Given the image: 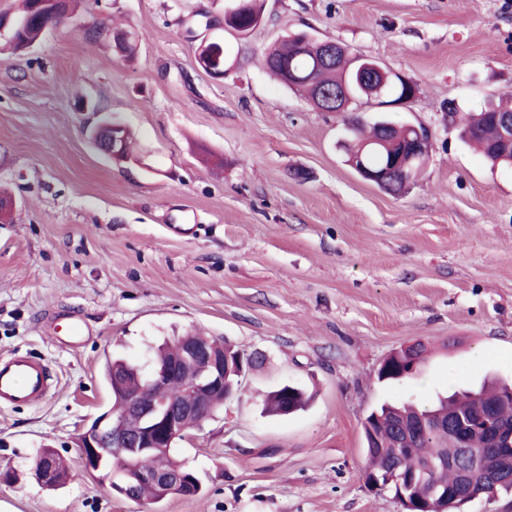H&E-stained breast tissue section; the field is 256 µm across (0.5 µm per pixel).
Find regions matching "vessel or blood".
Listing matches in <instances>:
<instances>
[{"label": "vessel or blood", "instance_id": "obj_1", "mask_svg": "<svg viewBox=\"0 0 512 512\" xmlns=\"http://www.w3.org/2000/svg\"><path fill=\"white\" fill-rule=\"evenodd\" d=\"M53 373L39 359L17 354L0 360V405H29L42 401L52 386Z\"/></svg>", "mask_w": 512, "mask_h": 512}]
</instances>
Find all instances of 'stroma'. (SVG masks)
<instances>
[{"instance_id":"35a3bbf8","label":"stroma","mask_w":512,"mask_h":512,"mask_svg":"<svg viewBox=\"0 0 512 512\" xmlns=\"http://www.w3.org/2000/svg\"><path fill=\"white\" fill-rule=\"evenodd\" d=\"M230 4L98 0L22 52L0 33V190L15 202L0 220V358L56 374L40 404L0 407V470L20 476L0 484V512H402L365 483L366 415L512 378V167H491L447 115L512 91V5L265 0L240 36L224 27ZM102 20L138 34L135 58L95 36ZM300 30L416 85L386 110L430 132L403 192L346 163L349 113L319 111L264 67ZM205 34L224 46L222 76L197 62ZM101 112L135 133L138 162L91 142ZM55 320L82 323L83 341H51ZM192 330L265 361L174 450L201 493L142 506L83 467L78 437L112 405L107 359L149 369L156 344ZM418 340L433 348L421 373L378 383ZM282 384L310 404L268 415ZM46 448L69 466L56 488L30 475Z\"/></svg>"}]
</instances>
